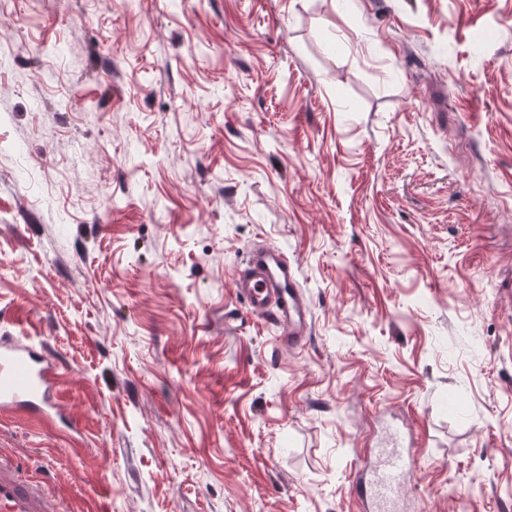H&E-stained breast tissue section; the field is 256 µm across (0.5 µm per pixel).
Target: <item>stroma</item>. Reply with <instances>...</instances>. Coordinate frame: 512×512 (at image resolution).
<instances>
[{
    "label": "stroma",
    "mask_w": 512,
    "mask_h": 512,
    "mask_svg": "<svg viewBox=\"0 0 512 512\" xmlns=\"http://www.w3.org/2000/svg\"><path fill=\"white\" fill-rule=\"evenodd\" d=\"M297 267L287 350L235 274ZM512 0H8L0 336L66 512H359L378 415L424 512H512ZM63 364L43 346L0 342V414L32 416L52 424Z\"/></svg>",
    "instance_id": "1"
}]
</instances>
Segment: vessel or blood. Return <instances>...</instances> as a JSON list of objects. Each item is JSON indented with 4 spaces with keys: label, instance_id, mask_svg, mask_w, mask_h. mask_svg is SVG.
<instances>
[{
    "label": "vessel or blood",
    "instance_id": "obj_1",
    "mask_svg": "<svg viewBox=\"0 0 512 512\" xmlns=\"http://www.w3.org/2000/svg\"><path fill=\"white\" fill-rule=\"evenodd\" d=\"M236 286L247 313L278 328L282 347L303 346L311 331V306L295 265L279 248L258 244L248 251ZM63 365L43 346L0 342V414L32 416L51 424L58 416L57 386ZM388 450L367 462L353 491L363 512H397L417 451L394 426L385 428ZM0 512H60L43 479L22 476L14 458L0 449Z\"/></svg>",
    "mask_w": 512,
    "mask_h": 512
}]
</instances>
